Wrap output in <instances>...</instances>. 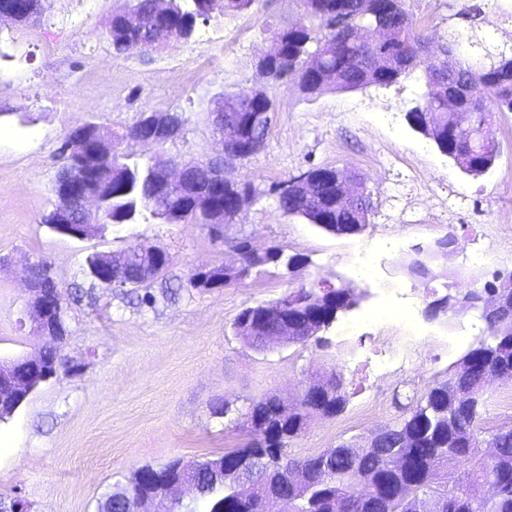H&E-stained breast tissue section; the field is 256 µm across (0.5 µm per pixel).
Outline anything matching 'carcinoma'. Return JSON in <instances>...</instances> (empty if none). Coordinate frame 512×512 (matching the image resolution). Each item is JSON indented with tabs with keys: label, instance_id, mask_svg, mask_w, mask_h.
Returning a JSON list of instances; mask_svg holds the SVG:
<instances>
[{
	"label": "carcinoma",
	"instance_id": "obj_1",
	"mask_svg": "<svg viewBox=\"0 0 512 512\" xmlns=\"http://www.w3.org/2000/svg\"><path fill=\"white\" fill-rule=\"evenodd\" d=\"M211 0H174L166 15L156 11L155 0H134L132 8L140 12L148 24L164 25L184 38L192 36L198 22L212 17ZM255 0H222L224 16H238L250 10ZM29 11L18 17L17 24H35L49 8V0H29ZM309 24L299 29L288 27L278 32L283 52L271 67L272 79L301 75V91L309 95L329 90H353L375 81L390 86L401 78L420 72L422 82L443 87H458L473 82L477 74L487 77L479 86L489 104L488 111L512 112V67L494 70L458 68L445 69L424 64L417 50L421 43L437 41L441 36L424 35L415 28L413 18L404 3L396 0H304ZM356 19L367 13L394 33V42L381 55L383 65L374 70L366 62L367 51L346 44L329 30V14ZM109 37L113 52L122 55L134 46L150 50L143 32L130 31L112 17ZM322 49L318 68H307L309 52ZM437 123V138L448 153L461 156L464 169H476L492 162V156L468 128H458L448 134V109L437 91L424 87L421 101L407 115L412 126H418L423 113ZM96 175L91 187L104 200L105 211L112 224H135L148 217L168 224H202L204 218L192 207L182 191L172 192L167 204L157 205L153 174L147 164L130 163L112 154L107 161H92ZM310 208L304 209L295 195L279 200L284 213L298 217L317 228L336 233L340 224L356 223L354 212L336 205L331 198L333 188L321 189ZM150 285L130 287L125 291L128 303L152 307L156 296ZM502 325H489L492 342L471 349L445 380H436L418 400L405 405L398 421L381 430L380 441L358 446H342L327 456L320 452L302 458L288 457L290 440L298 437L309 419L324 410L335 416L346 406V394L341 383L332 381L333 393L317 395L313 387L303 398V413L282 423L274 410L264 407L263 400H253L246 415L251 421V434L241 447L226 451L228 455L255 457L249 474L260 492L276 491L288 496L297 512H427L434 502L445 505L443 512H512V428L499 429L488 440L477 436L474 423L485 403L481 384L483 369H498L512 376V308L500 316ZM314 326L300 315L296 321L294 340L316 342L322 336H310ZM67 334L66 323L52 330V337L43 346L42 356L53 361V351L59 337ZM496 448L493 457L480 454L483 443ZM395 453L404 456L409 466L394 471L387 467V458ZM223 456L204 457L185 463L174 457L159 465L137 468L127 482L117 483L98 503L99 512H136V500L142 495L160 490L177 478L181 470H193V480L199 490L191 502L177 501L172 512H206L224 508V512H246L236 494L234 479L221 472ZM497 483V492L489 497L484 488Z\"/></svg>",
	"mask_w": 512,
	"mask_h": 512
}]
</instances>
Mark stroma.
Masks as SVG:
<instances>
[{
    "label": "stroma",
    "instance_id": "1",
    "mask_svg": "<svg viewBox=\"0 0 512 512\" xmlns=\"http://www.w3.org/2000/svg\"><path fill=\"white\" fill-rule=\"evenodd\" d=\"M127 4L51 0L35 25L0 30V360L41 344L25 314L26 263L37 257L51 262L65 287L82 282L86 253L136 243L168 252L165 279L172 280L232 260L239 239L304 264L292 278L270 264L246 280L191 288L152 308L129 306L103 288L95 291L97 306L70 305L60 354L72 374L42 383L0 422V497H23L30 512H96L99 498L141 466L240 447L251 400L293 401L321 377L340 379L348 404L336 416L311 418L289 456L365 444L486 336L480 311L428 316L425 283L408 268L417 250L455 235L460 250L436 256L431 268L479 286L512 269V112L494 113L489 130L500 155L484 175L470 176L409 125L406 114L424 90L417 77L309 96L294 81L264 75L259 60L274 31L306 22L302 0H256L241 16L197 24L189 39L118 56L107 30ZM405 8L418 29L447 38L449 66L487 68L512 57V0H405ZM251 88L266 92L275 110L264 147L227 172L250 183L255 200L223 240L202 224H128L81 241L42 224L57 201L58 154L71 129L93 122L119 132L142 114L178 112L177 140L153 147L125 141L120 150L201 164L222 150L211 116L217 103ZM318 167L364 179L371 210L361 233L331 234L283 213L281 190ZM392 239L402 249H387ZM476 246L484 255L474 266L467 251ZM361 250L380 253L374 277L354 269ZM318 278L363 293L324 331V344L259 349L236 336L233 323L245 307ZM165 279L152 283L153 293L160 295ZM388 300L409 308L411 323L364 321ZM508 394L511 378L486 382L482 438L512 427ZM218 402L229 405L230 418L213 415Z\"/></svg>",
    "mask_w": 512,
    "mask_h": 512
}]
</instances>
